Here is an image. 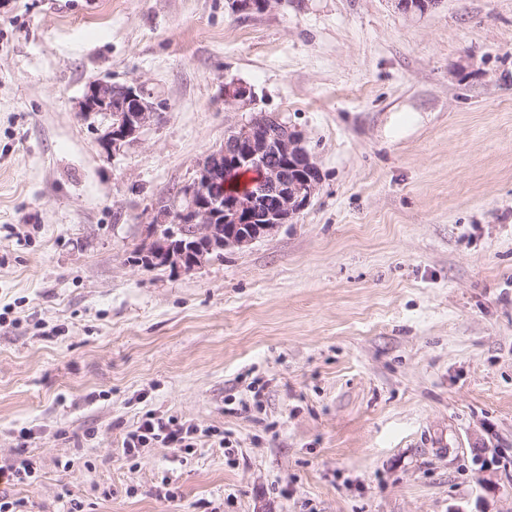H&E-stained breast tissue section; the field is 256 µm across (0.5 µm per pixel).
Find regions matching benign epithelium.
I'll return each mask as SVG.
<instances>
[{"label":"benign epithelium","instance_id":"1","mask_svg":"<svg viewBox=\"0 0 512 512\" xmlns=\"http://www.w3.org/2000/svg\"><path fill=\"white\" fill-rule=\"evenodd\" d=\"M405 14L424 13L438 0H394ZM277 0H231L236 13L265 12ZM252 88L238 81L224 84V103L245 106L253 100ZM83 114L106 113L113 119L101 137L114 152L133 142L140 130L157 119L158 105L142 83L114 85L97 81L89 85L80 106ZM259 165L258 191L224 196L220 185L224 165ZM322 181V173L301 136L273 114L260 112L224 139L209 153L183 195L179 208L156 205L147 225L146 254L161 267L193 271L207 263L214 252L248 247L275 229L290 223L309 204ZM182 223L187 244L176 245L175 230L161 232L168 224Z\"/></svg>","mask_w":512,"mask_h":512}]
</instances>
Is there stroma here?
I'll return each instance as SVG.
<instances>
[{
    "instance_id": "stroma-1",
    "label": "stroma",
    "mask_w": 512,
    "mask_h": 512,
    "mask_svg": "<svg viewBox=\"0 0 512 512\" xmlns=\"http://www.w3.org/2000/svg\"><path fill=\"white\" fill-rule=\"evenodd\" d=\"M98 80L165 105L116 153ZM255 112L301 133L309 205L146 265L155 203ZM148 412L196 448L125 456ZM23 451L24 512H512V0H0V464ZM252 88L238 81H231L224 84V102L229 105L246 106L253 100Z\"/></svg>"
}]
</instances>
